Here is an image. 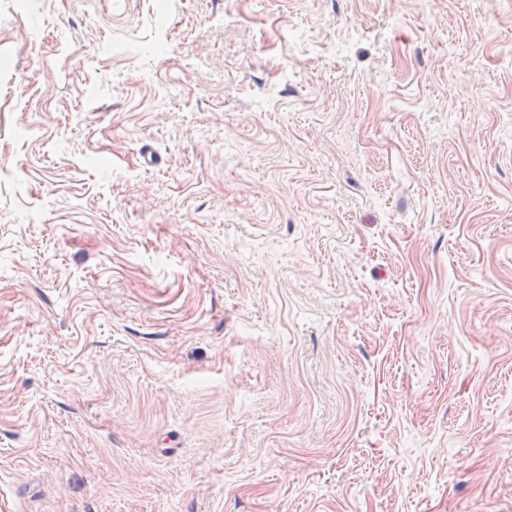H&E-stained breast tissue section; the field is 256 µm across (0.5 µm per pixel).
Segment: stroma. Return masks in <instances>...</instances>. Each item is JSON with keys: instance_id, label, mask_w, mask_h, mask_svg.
I'll return each mask as SVG.
<instances>
[{"instance_id": "obj_1", "label": "stroma", "mask_w": 512, "mask_h": 512, "mask_svg": "<svg viewBox=\"0 0 512 512\" xmlns=\"http://www.w3.org/2000/svg\"><path fill=\"white\" fill-rule=\"evenodd\" d=\"M512 0H0V512H512Z\"/></svg>"}]
</instances>
